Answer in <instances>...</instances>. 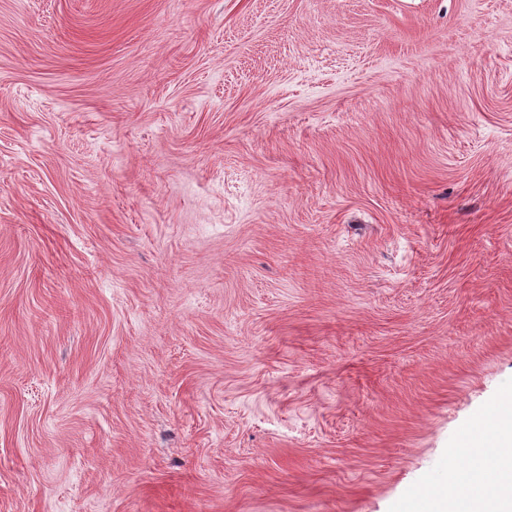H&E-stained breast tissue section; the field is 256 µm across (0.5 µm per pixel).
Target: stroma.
Wrapping results in <instances>:
<instances>
[{
  "label": "stroma",
  "mask_w": 512,
  "mask_h": 512,
  "mask_svg": "<svg viewBox=\"0 0 512 512\" xmlns=\"http://www.w3.org/2000/svg\"><path fill=\"white\" fill-rule=\"evenodd\" d=\"M512 393V0H0V512H397Z\"/></svg>",
  "instance_id": "obj_1"
}]
</instances>
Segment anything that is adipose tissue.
<instances>
[{"label":"adipose tissue","instance_id":"1","mask_svg":"<svg viewBox=\"0 0 512 512\" xmlns=\"http://www.w3.org/2000/svg\"><path fill=\"white\" fill-rule=\"evenodd\" d=\"M488 447H475L460 466L449 467L440 486L428 487L433 512H512V399L503 401L488 422Z\"/></svg>","mask_w":512,"mask_h":512}]
</instances>
